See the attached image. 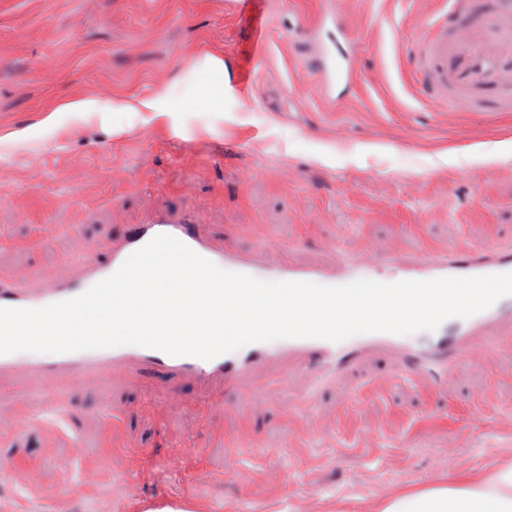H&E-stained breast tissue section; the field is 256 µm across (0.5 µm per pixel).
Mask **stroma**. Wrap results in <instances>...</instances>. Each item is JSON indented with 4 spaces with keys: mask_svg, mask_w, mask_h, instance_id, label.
Segmentation results:
<instances>
[{
    "mask_svg": "<svg viewBox=\"0 0 512 512\" xmlns=\"http://www.w3.org/2000/svg\"><path fill=\"white\" fill-rule=\"evenodd\" d=\"M442 0H0V277L76 274L107 256L119 230L157 208L193 211L226 248L276 241L295 259L332 262L372 248L384 259L422 247H512V112L488 117L435 106L409 42ZM342 13L357 82L330 107L305 57L312 26ZM264 43L252 37L256 25ZM223 57L247 100L209 111ZM170 96L188 132L136 111ZM93 101L101 111H63ZM54 124H46L48 115ZM365 358L315 401L287 368L215 382L211 403L191 386L162 398L123 373L55 379L43 411L23 374L0 379V512L73 485L52 512H109L126 495L169 492L185 472L182 512H375L385 489L449 485L512 462V347L438 386L385 383ZM359 390L358 402L346 394ZM135 472L131 488L113 470ZM195 71H205L214 80V85L207 87L206 94L212 101V112H223L224 101L232 100L224 89V59L217 56H205L194 66Z\"/></svg>",
    "mask_w": 512,
    "mask_h": 512,
    "instance_id": "1",
    "label": "stroma"
}]
</instances>
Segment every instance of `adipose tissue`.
<instances>
[{
    "label": "adipose tissue",
    "mask_w": 512,
    "mask_h": 512,
    "mask_svg": "<svg viewBox=\"0 0 512 512\" xmlns=\"http://www.w3.org/2000/svg\"><path fill=\"white\" fill-rule=\"evenodd\" d=\"M377 512H512V463L451 486L382 497Z\"/></svg>",
    "instance_id": "1"
}]
</instances>
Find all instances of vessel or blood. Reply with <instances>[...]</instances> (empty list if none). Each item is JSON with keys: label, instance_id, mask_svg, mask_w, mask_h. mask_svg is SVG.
<instances>
[{"label": "vessel or blood", "instance_id": "obj_1", "mask_svg": "<svg viewBox=\"0 0 512 512\" xmlns=\"http://www.w3.org/2000/svg\"><path fill=\"white\" fill-rule=\"evenodd\" d=\"M336 37L323 45L309 69L324 99L336 104L353 90L352 42L344 22L332 18ZM419 71L434 104L459 112L512 110V0H476L474 11L459 18L454 34H447L438 18L426 20L414 44ZM166 234L186 244L220 268L254 275L263 272L275 281H310L341 286L359 279H378L379 262L369 251L337 257L329 265L283 263L281 247L264 245L266 262L253 255L216 249L193 215L160 210L140 224L126 225L121 242L108 257L88 253L71 278H46L28 288L0 279V307L40 308L78 296L115 273L126 258L155 236ZM395 280H431L441 277L481 276L512 272V252L490 242L476 251L429 249L391 262ZM512 343V296L467 319L450 318L435 331L417 336L365 333L340 342L286 338L244 346L210 360L170 356L137 345L52 354L42 358L20 353L0 355V378L24 370L40 383L61 375L82 378L104 368L122 372L132 383L153 376L158 382L187 381L198 385L213 380L236 384L244 376L289 361L295 375L316 391L325 382L340 381L371 352L388 359L387 382L403 377L429 380L448 374L496 353Z\"/></svg>", "mask_w": 512, "mask_h": 512}]
</instances>
